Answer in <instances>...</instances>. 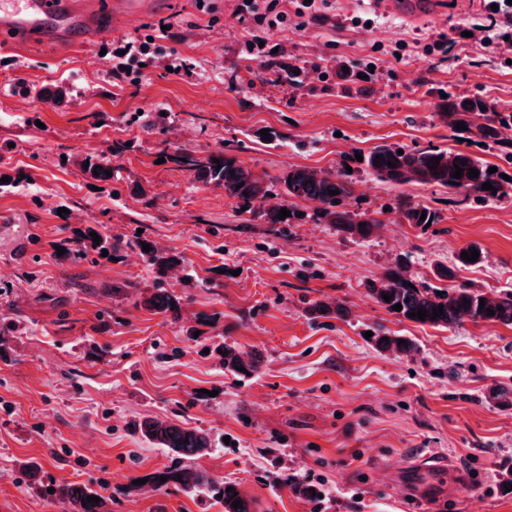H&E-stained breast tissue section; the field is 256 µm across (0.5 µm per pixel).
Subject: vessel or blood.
<instances>
[{
    "label": "vessel or blood",
    "instance_id": "1",
    "mask_svg": "<svg viewBox=\"0 0 512 512\" xmlns=\"http://www.w3.org/2000/svg\"><path fill=\"white\" fill-rule=\"evenodd\" d=\"M120 17H145L159 0H120ZM393 11L420 17L449 9L464 10L463 0H389ZM101 14L97 0H0V46L22 45L63 49L84 44Z\"/></svg>",
    "mask_w": 512,
    "mask_h": 512
}]
</instances>
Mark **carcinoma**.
I'll return each mask as SVG.
<instances>
[{
  "label": "carcinoma",
  "instance_id": "cac0c4a2",
  "mask_svg": "<svg viewBox=\"0 0 512 512\" xmlns=\"http://www.w3.org/2000/svg\"><path fill=\"white\" fill-rule=\"evenodd\" d=\"M438 117L448 124L452 132L451 138L458 139L463 134H473L483 140L499 142L502 130L512 128V111L505 112L481 98H469L459 94H448L441 105ZM465 124L466 130L455 129L456 123ZM125 150V144L114 141L108 151L99 154L88 155L83 162L89 163L88 169L82 173L97 181H108L110 177L106 172L112 170V158L117 157ZM400 147L383 145L376 148L368 157L367 165L379 179L396 184L417 182L420 184L437 185L464 194L467 199L482 200L484 202L501 199L512 193V180L507 181L501 177L502 170L489 173L490 165L460 150H409ZM381 159H376V156ZM438 157V167L432 169L430 159ZM170 158L178 165L195 172L204 179L219 188L224 189V195L239 201L243 206H249L257 199H265L268 189L262 178L258 177L246 164L237 158L227 155L220 149L209 154L196 156L191 153L175 151ZM219 159L221 168H216L213 159ZM395 164L391 168L388 163ZM462 165V172L458 178L452 176L455 166ZM478 170V176L471 178L469 169ZM99 176H94V173ZM284 191L291 197L300 198L315 204L316 218L325 223L332 224L341 233L360 239L369 238L374 230L382 223V220L363 212L361 214L347 209L350 199L353 197L354 188L352 182L345 173L336 171L333 173L316 171L299 166H292L282 178ZM490 183L494 190H484L482 185ZM339 191V194H329V191ZM395 211L399 218L408 224L417 226L429 222L436 223V213L419 204L402 200L397 203ZM426 218H421V214ZM148 244L151 250L143 251V245ZM124 248H132L140 251L142 258L156 269L158 281L155 283L153 293L144 301L148 308L170 311L179 307L180 301L163 288L164 278L170 270L179 266V258L163 249L148 237L136 234L128 240L117 238L108 240L100 249L110 253ZM412 283L407 276L405 267L396 265L389 269L380 281V285H372L369 292L376 303L388 313L409 319L408 313L416 312L422 308L426 310L427 317L424 323L437 327H457L466 322L474 324H501L512 326V290L502 289L489 296L486 293L469 287L465 284H450L440 290L428 287H409ZM391 296L387 302L382 295ZM485 300V308H480V300ZM400 304L402 309L393 310V306ZM443 306V313L436 316L434 309ZM493 310L494 315H487V310ZM313 314L328 315L336 313V317L342 318L347 313V308L342 304L333 306L326 302L315 300L310 306ZM387 341H382V338ZM400 336H386L382 330H377L370 337L375 348L380 351H393L406 353L412 350L413 343L406 341L401 344ZM224 369L235 375L241 374L239 368L254 375L259 372L257 360L250 353L237 351L233 348H224ZM140 431L146 440L160 448H166L179 460L201 457L212 448L210 436L202 431L187 428L174 422L162 421L155 418H147L140 424ZM166 477L167 481L160 482V477ZM154 482L158 486L173 485L185 491H210L221 496L224 504V512H252L251 500L241 491L236 484L224 483L218 485L198 469H192L186 465L177 464L168 467L154 476ZM232 491H227V488ZM54 488L51 496L62 501L69 508V512H101V504L87 502V497L96 494V491L87 486L77 484L52 485ZM235 501L242 502L239 508L232 507Z\"/></svg>",
  "mask_w": 512,
  "mask_h": 512
}]
</instances>
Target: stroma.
Wrapping results in <instances>:
<instances>
[{
  "instance_id": "stroma-1",
  "label": "stroma",
  "mask_w": 512,
  "mask_h": 512,
  "mask_svg": "<svg viewBox=\"0 0 512 512\" xmlns=\"http://www.w3.org/2000/svg\"><path fill=\"white\" fill-rule=\"evenodd\" d=\"M246 2L171 0L74 51L0 49V142L12 145L0 156V512H64L44 492L53 481L97 491L102 512H224L215 494L153 487L171 463L139 431L155 416L208 433L196 467L239 485L253 512H512V401L489 397L512 391V328L414 323L367 291L398 264L437 288L448 284L442 266L475 288L512 289V199L384 182L362 161L397 144L505 166L511 144L451 139L437 111L448 92L512 108L501 39L512 23L486 5L412 21L378 0H316L305 27L293 2L271 27ZM137 36L157 37L162 55L114 78L101 47ZM257 37L261 59L246 49ZM171 55L189 74L166 71ZM265 62L296 65L297 83L253 82ZM57 84L64 100L45 101ZM145 115L173 146L241 160L272 201L242 209L161 161ZM115 140L127 149L96 184L79 163ZM295 165L350 167L352 209L407 197L439 221L390 212L368 239L341 234L284 192L279 179ZM272 204L296 220L268 223ZM140 229L183 260L165 283L178 311L144 308L156 273L136 250L57 253L76 238L92 247L91 230ZM471 243L485 259L460 267ZM315 300L349 313L312 315ZM379 326L414 351L376 350L366 333ZM222 345L256 354L259 374L225 371ZM23 462L38 476H24ZM297 479L322 500L296 495Z\"/></svg>"
}]
</instances>
